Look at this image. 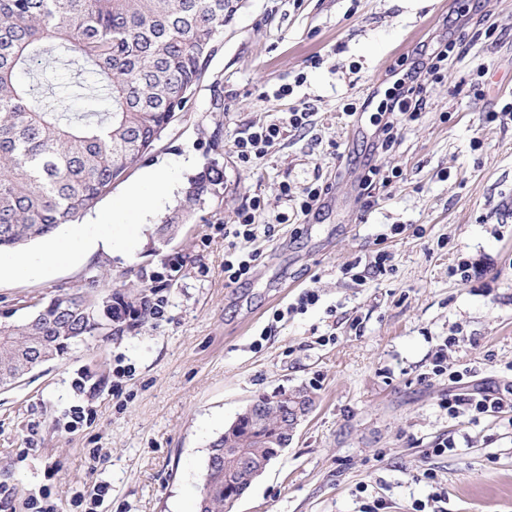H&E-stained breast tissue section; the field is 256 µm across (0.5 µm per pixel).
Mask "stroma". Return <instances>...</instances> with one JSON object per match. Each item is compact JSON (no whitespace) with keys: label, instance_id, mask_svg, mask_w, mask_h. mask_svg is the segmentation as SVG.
<instances>
[{"label":"stroma","instance_id":"stroma-1","mask_svg":"<svg viewBox=\"0 0 512 512\" xmlns=\"http://www.w3.org/2000/svg\"><path fill=\"white\" fill-rule=\"evenodd\" d=\"M489 27L491 41L480 36ZM450 39L425 111L391 150L372 153L394 70ZM283 84L288 97L264 99ZM509 100L512 0H239L185 112L72 226L112 223L128 186L163 164L174 190L154 203L147 230L44 276L0 277V314L19 321L30 304L102 273L140 311L0 387V485L14 491L12 512H26L48 480L59 512L102 482L112 488L103 512H196L210 443L277 388L307 389L314 408L232 512H369L377 502L383 512H512V419H454L445 407L479 386L512 399V121L485 119ZM349 103L367 109L351 116ZM305 109L306 129L239 161L236 137ZM369 163L393 176L370 207L360 189ZM210 168L221 176L216 194L186 206L188 180ZM285 183L293 200L281 196ZM311 185L329 193L305 215L296 198ZM256 195L266 212L254 238H225ZM173 217L178 230L160 246L156 230ZM394 224L409 230L388 238ZM233 246L258 258L228 286ZM382 249L391 270L362 282L345 274ZM463 258L484 275L461 282L453 270ZM309 289L318 303L290 312ZM159 298L157 318L148 306ZM442 350L449 368L468 369L466 382L433 373ZM120 362L133 375L116 394ZM75 405L94 417L72 432L63 419ZM447 439L455 449L435 454Z\"/></svg>","mask_w":512,"mask_h":512}]
</instances>
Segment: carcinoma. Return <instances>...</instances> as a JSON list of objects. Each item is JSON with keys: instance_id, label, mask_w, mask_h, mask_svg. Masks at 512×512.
Returning a JSON list of instances; mask_svg holds the SVG:
<instances>
[{"instance_id": "cac0c4a2", "label": "carcinoma", "mask_w": 512, "mask_h": 512, "mask_svg": "<svg viewBox=\"0 0 512 512\" xmlns=\"http://www.w3.org/2000/svg\"><path fill=\"white\" fill-rule=\"evenodd\" d=\"M234 0H0V252L48 237L145 160L185 111L217 54ZM96 77L83 97L91 108L61 112L38 75L54 55ZM220 178L190 182L186 201L200 204ZM68 303L76 320L57 315ZM42 323L0 315V363L32 337H57L55 354L103 328L97 302L64 292L39 308ZM288 414L242 417L211 442L198 499L200 512H226L220 451L245 439L264 454L276 447Z\"/></svg>"}]
</instances>
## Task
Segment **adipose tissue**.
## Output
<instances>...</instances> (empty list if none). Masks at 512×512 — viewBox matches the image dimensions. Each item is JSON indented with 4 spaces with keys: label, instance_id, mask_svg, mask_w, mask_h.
Here are the masks:
<instances>
[{
    "label": "adipose tissue",
    "instance_id": "obj_1",
    "mask_svg": "<svg viewBox=\"0 0 512 512\" xmlns=\"http://www.w3.org/2000/svg\"><path fill=\"white\" fill-rule=\"evenodd\" d=\"M172 188L165 167L157 166L147 170L141 183L129 187L124 202L125 208L149 215L154 199L167 195ZM113 248L112 233L70 237L46 244L38 253L18 256L9 261H0V270L23 277L56 266L69 263L79 257H87L96 251Z\"/></svg>",
    "mask_w": 512,
    "mask_h": 512
}]
</instances>
